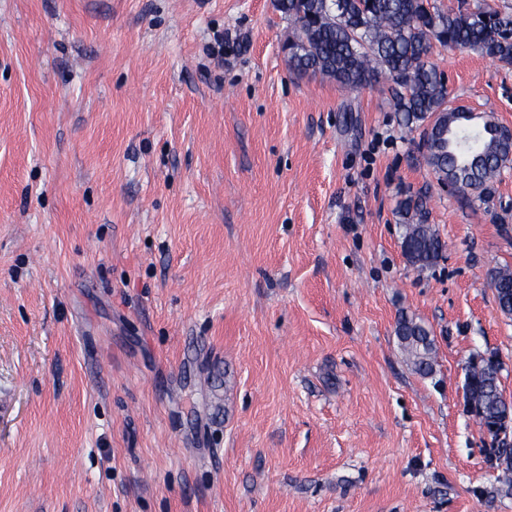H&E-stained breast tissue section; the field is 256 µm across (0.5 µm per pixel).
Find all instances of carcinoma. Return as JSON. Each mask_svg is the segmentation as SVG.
Here are the masks:
<instances>
[{
	"label": "carcinoma",
	"mask_w": 512,
	"mask_h": 512,
	"mask_svg": "<svg viewBox=\"0 0 512 512\" xmlns=\"http://www.w3.org/2000/svg\"><path fill=\"white\" fill-rule=\"evenodd\" d=\"M293 22L288 41V67L298 73L320 74L350 89H362L382 74L391 81L393 111L408 131H420L423 158L441 184L453 183L460 199L493 201L501 176L500 159L509 143L501 140L499 123L486 119L465 126L456 117L464 108L449 106L444 73L429 61L433 47L475 50L512 68V11L503 5L459 6L447 12L430 0H276ZM424 195L398 201L402 244L407 261L426 267L443 250L439 234L426 222ZM497 302L502 289L512 296V270L489 272ZM395 334L400 347L423 377L434 372L435 342L430 328L407 314L398 316ZM466 381L483 401L484 415L505 405L495 370L484 363L469 370ZM504 465L501 482L512 486V447L497 449Z\"/></svg>",
	"instance_id": "carcinoma-1"
}]
</instances>
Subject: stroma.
Segmentation results:
<instances>
[{"label":"stroma","mask_w":512,"mask_h":512,"mask_svg":"<svg viewBox=\"0 0 512 512\" xmlns=\"http://www.w3.org/2000/svg\"><path fill=\"white\" fill-rule=\"evenodd\" d=\"M293 35L275 0H0V512H512L465 398L492 356L512 399V172L462 204L387 82L294 73ZM431 60L512 126L511 68ZM426 199L425 195H406L397 205V213L403 223L404 255L410 264L418 267L432 265L443 250L439 234L426 222ZM395 334L400 347L412 361L414 370L423 377L434 372L435 342L430 328L407 314L397 319Z\"/></svg>","instance_id":"35a3bbf8"}]
</instances>
